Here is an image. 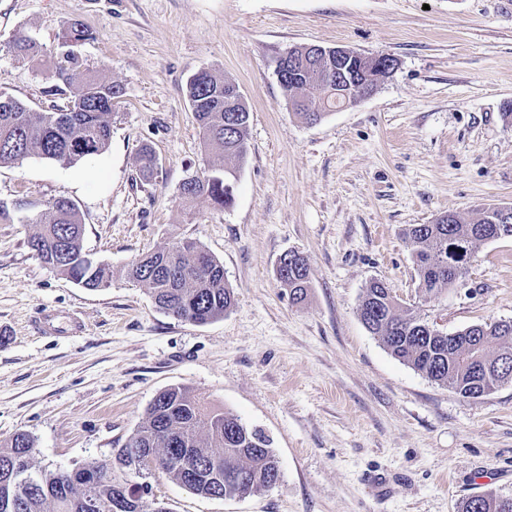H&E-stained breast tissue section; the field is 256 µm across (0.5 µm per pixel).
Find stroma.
I'll use <instances>...</instances> for the list:
<instances>
[{"label":"stroma","mask_w":512,"mask_h":512,"mask_svg":"<svg viewBox=\"0 0 512 512\" xmlns=\"http://www.w3.org/2000/svg\"><path fill=\"white\" fill-rule=\"evenodd\" d=\"M95 35L78 52L119 84L108 149L73 166L32 156L0 165V443L28 434L34 471L112 460L156 395L183 386L262 430L280 481L235 498L147 481L168 512H459L512 497V383L465 399L396 359L361 321L370 281L440 330L512 320V239L481 243L454 288L424 299L409 224L512 204V0H0V90L38 110L52 95L65 22ZM28 32L44 54L7 48ZM303 45L397 61L369 97L308 124L288 105L278 58ZM205 69L232 78L250 113L232 206L187 203L181 183L216 164L186 97ZM159 160L143 179L138 156ZM72 200L83 250L109 265L89 290L28 246L30 219ZM190 239L216 257L235 295L205 324L156 307L127 270ZM303 254L294 303L275 270ZM81 318L73 336L37 333L42 311ZM479 498L474 499L475 496L468 498L462 505V512H512V501L509 506L503 507L501 504L502 498L493 496L477 495Z\"/></svg>","instance_id":"stroma-1"}]
</instances>
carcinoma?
<instances>
[{
    "label": "carcinoma",
    "instance_id": "1",
    "mask_svg": "<svg viewBox=\"0 0 512 512\" xmlns=\"http://www.w3.org/2000/svg\"><path fill=\"white\" fill-rule=\"evenodd\" d=\"M93 38L78 21L65 23L60 46L78 44ZM8 48L20 59H33L40 46L29 34L17 31ZM51 78L74 89L68 104L50 111H37L15 97L0 92V165L15 164L31 155L72 166L104 153L112 133V102L122 88L90 75L77 56L58 58ZM302 98L321 108L306 112L301 104L293 109L308 123L321 121L336 110V94L315 81L296 86ZM187 98L202 132L205 147L231 159L236 167L224 165L182 183L181 196L202 200L214 208L234 203L237 165L247 153L250 114L230 120L223 109L224 78L208 70L193 74L187 83ZM145 177L157 170L153 149L145 146L140 154ZM37 231L29 245L48 266L86 288L110 285L109 267L91 261L82 252L83 225L77 205L60 198L33 219ZM505 227L504 238H512V215L503 217L498 206L484 209L476 221L457 213H446L429 224H410L403 236L412 249V258L425 296L431 298L451 288L463 277L477 245L495 239ZM127 275L145 284L156 306L184 321L204 323L224 316L234 305V292L224 278V266L192 240H183L173 249L148 253L131 265ZM292 299L303 297L310 284L305 257L294 253L288 263V279L281 281ZM360 317L370 333L379 337L400 361L439 385L467 398L473 391L491 392L501 385L503 375L512 374V321L474 325L457 333L448 344V334L430 326L419 309L398 310L389 288L370 282L360 304ZM496 346L490 351V346ZM174 427L193 440L194 452L205 463H218L224 473L244 476L240 484L229 486L232 496H242L272 486L280 472L270 448V440L256 429L227 412L205 411L187 388L174 387L160 392L147 409L145 421L131 437L135 447L158 455L176 457L178 449L163 443L162 432ZM33 441L25 433L14 435L0 446V512H84L83 489L67 484L62 470L31 472ZM170 478L201 495L216 493L214 485L195 478L176 464L163 469ZM462 512H512V502L504 507L501 499L481 495L468 498Z\"/></svg>",
    "mask_w": 512,
    "mask_h": 512
}]
</instances>
